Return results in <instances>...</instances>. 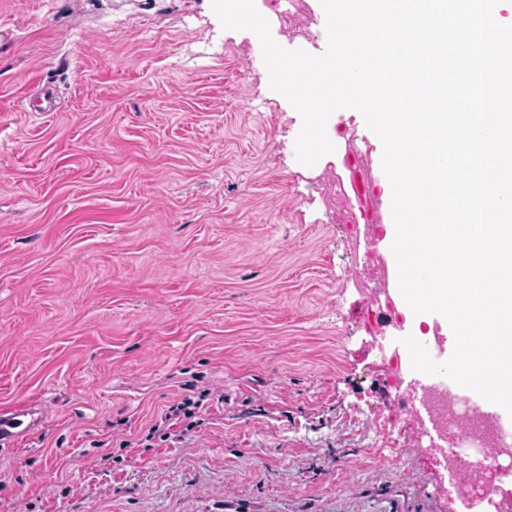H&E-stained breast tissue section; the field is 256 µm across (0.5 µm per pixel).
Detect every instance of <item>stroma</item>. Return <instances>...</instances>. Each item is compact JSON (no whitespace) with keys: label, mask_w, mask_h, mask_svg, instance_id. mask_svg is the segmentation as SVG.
I'll return each instance as SVG.
<instances>
[{"label":"stroma","mask_w":512,"mask_h":512,"mask_svg":"<svg viewBox=\"0 0 512 512\" xmlns=\"http://www.w3.org/2000/svg\"><path fill=\"white\" fill-rule=\"evenodd\" d=\"M0 39V407L46 409L0 512H461L258 37L211 0H0ZM382 361L388 372L387 387L389 393L398 400L405 396V389L402 390L405 380L404 373L411 362L408 356L402 355L399 350L386 351ZM199 408V401H193L190 397H185L181 402L175 403L171 405L164 414V417L161 418L160 423L152 426L148 432L149 436L154 437L155 433L160 430V427L163 429H169L170 427L176 425L175 421H179L180 423L184 420H189L186 424L182 432H187L195 427H197V421L191 420L195 418V410Z\"/></svg>","instance_id":"35a3bbf8"}]
</instances>
